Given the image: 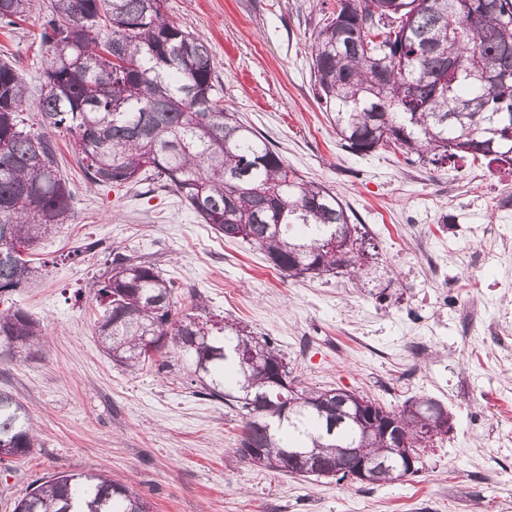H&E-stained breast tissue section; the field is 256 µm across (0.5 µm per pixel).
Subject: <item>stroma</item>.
Here are the masks:
<instances>
[{
  "label": "stroma",
  "instance_id": "1",
  "mask_svg": "<svg viewBox=\"0 0 512 512\" xmlns=\"http://www.w3.org/2000/svg\"><path fill=\"white\" fill-rule=\"evenodd\" d=\"M336 0H166L168 19L207 39L224 107L262 132L289 168L321 183L377 246L371 284L341 274L289 279L249 245L201 223L159 184L90 183L71 134H57L74 194L65 224L32 249L43 277L0 297L39 322L36 352L0 354V389L29 406L38 446L0 462V512L60 471L132 485L152 512H512V166L434 168L394 150L341 147L314 97L311 34ZM40 12L0 25V59L31 100L47 59ZM504 256L480 265L487 244ZM153 262L179 313L204 298L216 315L270 337L303 386L342 388L389 409L428 397L452 428L419 471L386 485L269 471L234 453L241 416L197 395L187 362L154 354L136 371L102 351L97 282L114 253ZM486 283V291L474 281ZM481 316L470 329L463 308Z\"/></svg>",
  "mask_w": 512,
  "mask_h": 512
}]
</instances>
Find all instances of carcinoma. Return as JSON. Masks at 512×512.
<instances>
[{
  "mask_svg": "<svg viewBox=\"0 0 512 512\" xmlns=\"http://www.w3.org/2000/svg\"><path fill=\"white\" fill-rule=\"evenodd\" d=\"M0 0V23L15 25L43 10L42 45L51 56L46 92L27 124L26 86L0 62V295L38 275L21 249L32 246L72 210L54 135L75 138L87 178L129 186L157 180L202 223L241 240L291 278L364 273L377 258L362 224L328 187L288 169L252 127L220 106L209 45L171 23L165 0ZM310 77L331 114L341 147L370 153L390 145L422 164L467 157L512 163V0H336L312 34ZM473 144L474 152L456 149ZM252 197L251 206L235 199ZM351 242L346 256L327 247ZM172 283L151 262L123 253L99 281L97 331L104 352L130 371L146 361L145 343L173 348L192 366L198 395L220 400L244 421L239 446L261 448L268 469L288 471V450L345 465L344 448L388 455L387 443L364 434L361 420L337 415V396L299 388L288 361L267 336L223 320L203 301L175 319ZM245 341L251 360L237 352ZM0 341L30 350L41 332L27 315L0 311ZM282 371L288 387L271 383ZM413 411L377 409L397 421L415 448L429 447L428 426L442 405L409 401ZM36 447L28 406L0 390V456ZM14 512H149L128 485L102 475L59 472L29 489Z\"/></svg>",
  "mask_w": 512,
  "mask_h": 512,
  "instance_id": "carcinoma-1",
  "label": "carcinoma"
}]
</instances>
